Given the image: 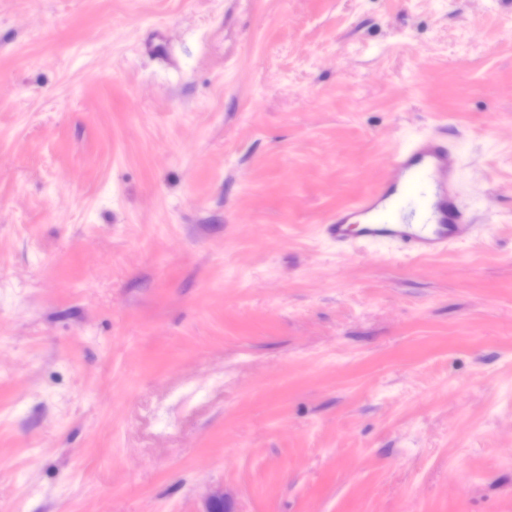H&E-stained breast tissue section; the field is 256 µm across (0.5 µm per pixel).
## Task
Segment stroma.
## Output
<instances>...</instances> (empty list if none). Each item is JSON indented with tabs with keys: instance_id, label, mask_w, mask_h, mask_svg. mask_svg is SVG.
Here are the masks:
<instances>
[{
	"instance_id": "1",
	"label": "stroma",
	"mask_w": 512,
	"mask_h": 512,
	"mask_svg": "<svg viewBox=\"0 0 512 512\" xmlns=\"http://www.w3.org/2000/svg\"><path fill=\"white\" fill-rule=\"evenodd\" d=\"M472 219L321 226L392 148ZM512 512V0H0V512ZM460 155L459 147L450 149L438 138L412 139L395 146L386 178L338 207L324 224V234L338 246H352L354 241L394 244L403 257L446 252L462 241L463 230L470 224L458 199ZM391 200L395 203L388 221L379 223L372 213ZM352 218H363L366 224H349Z\"/></svg>"
}]
</instances>
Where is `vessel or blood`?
I'll list each match as a JSON object with an SVG mask.
<instances>
[{"instance_id":"1","label":"vessel or blood","mask_w":512,"mask_h":512,"mask_svg":"<svg viewBox=\"0 0 512 512\" xmlns=\"http://www.w3.org/2000/svg\"><path fill=\"white\" fill-rule=\"evenodd\" d=\"M386 178L332 213L323 231L340 246L396 245L427 257L459 243L470 222L458 199L460 151L437 138L412 139L390 153Z\"/></svg>"}]
</instances>
